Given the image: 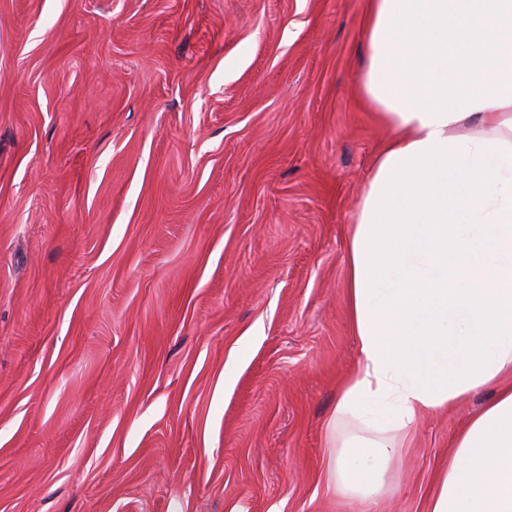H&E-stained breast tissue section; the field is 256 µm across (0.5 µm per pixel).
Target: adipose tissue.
Masks as SVG:
<instances>
[{
    "instance_id": "ef3b65f1",
    "label": "adipose tissue",
    "mask_w": 512,
    "mask_h": 512,
    "mask_svg": "<svg viewBox=\"0 0 512 512\" xmlns=\"http://www.w3.org/2000/svg\"><path fill=\"white\" fill-rule=\"evenodd\" d=\"M364 99L391 130L347 239L360 359L332 460L371 506L422 416L492 386L429 512H512V0H369Z\"/></svg>"
}]
</instances>
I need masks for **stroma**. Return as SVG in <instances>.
<instances>
[{
  "label": "stroma",
  "instance_id": "obj_1",
  "mask_svg": "<svg viewBox=\"0 0 512 512\" xmlns=\"http://www.w3.org/2000/svg\"><path fill=\"white\" fill-rule=\"evenodd\" d=\"M367 0H0V512H362L328 482ZM486 387L371 512H426Z\"/></svg>",
  "mask_w": 512,
  "mask_h": 512
}]
</instances>
